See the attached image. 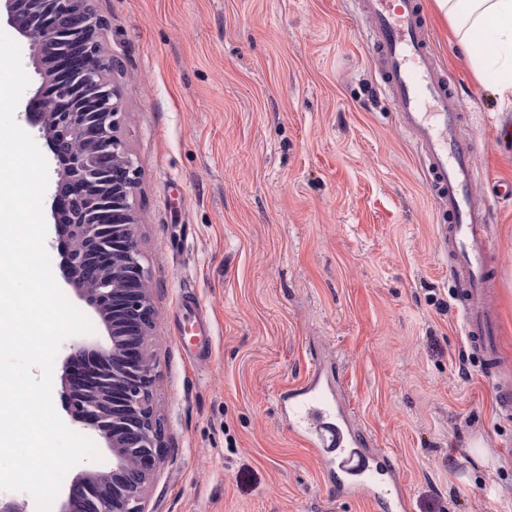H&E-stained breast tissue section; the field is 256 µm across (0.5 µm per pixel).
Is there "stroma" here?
I'll use <instances>...</instances> for the list:
<instances>
[{
    "mask_svg": "<svg viewBox=\"0 0 512 512\" xmlns=\"http://www.w3.org/2000/svg\"><path fill=\"white\" fill-rule=\"evenodd\" d=\"M461 82L463 134L490 178L491 300L512 366V102L423 0ZM156 325L152 407L164 426L148 512H377L340 499L284 424L279 392L333 364L358 430L401 473L410 512H512V416L469 353L423 157L374 82L357 0H94ZM43 199L53 276L63 252ZM214 326L189 361L180 305Z\"/></svg>",
    "mask_w": 512,
    "mask_h": 512,
    "instance_id": "stroma-1",
    "label": "stroma"
}]
</instances>
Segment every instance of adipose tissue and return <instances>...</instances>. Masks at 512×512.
I'll list each match as a JSON object with an SVG mask.
<instances>
[{
  "label": "adipose tissue",
  "instance_id": "ef3b65f1",
  "mask_svg": "<svg viewBox=\"0 0 512 512\" xmlns=\"http://www.w3.org/2000/svg\"><path fill=\"white\" fill-rule=\"evenodd\" d=\"M475 74L494 70L500 96L512 95V0H434Z\"/></svg>",
  "mask_w": 512,
  "mask_h": 512
}]
</instances>
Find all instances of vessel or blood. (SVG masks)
Instances as JSON below:
<instances>
[{
  "label": "vessel or blood",
  "instance_id": "vessel-or-blood-1",
  "mask_svg": "<svg viewBox=\"0 0 512 512\" xmlns=\"http://www.w3.org/2000/svg\"><path fill=\"white\" fill-rule=\"evenodd\" d=\"M358 10L372 33L378 86L425 160L442 216L439 248L450 256L448 275L459 284L456 301L467 342L484 372H494L503 353L500 317L489 301L494 282L486 226L492 210L472 192L478 144L460 132L455 85L435 55L422 0H358ZM279 404L289 431L316 457L339 497L407 512L402 477L386 454L360 436L334 378L313 369L305 382L280 394Z\"/></svg>",
  "mask_w": 512,
  "mask_h": 512
}]
</instances>
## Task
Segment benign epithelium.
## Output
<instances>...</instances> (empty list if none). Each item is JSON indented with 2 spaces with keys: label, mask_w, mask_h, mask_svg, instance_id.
I'll list each match as a JSON object with an SVG mask.
<instances>
[{
  "label": "benign epithelium",
  "mask_w": 512,
  "mask_h": 512,
  "mask_svg": "<svg viewBox=\"0 0 512 512\" xmlns=\"http://www.w3.org/2000/svg\"><path fill=\"white\" fill-rule=\"evenodd\" d=\"M6 4L41 78L26 119L63 161L53 200L65 242L61 274L93 307L110 341L92 351L70 345L64 397L71 416L112 452V468L80 474L59 512H147L145 491L164 448L147 347L157 314L130 202L139 171L119 136L118 88L106 77L114 59L104 51L92 0H33L25 12L20 0Z\"/></svg>",
  "instance_id": "7a95c632"
}]
</instances>
